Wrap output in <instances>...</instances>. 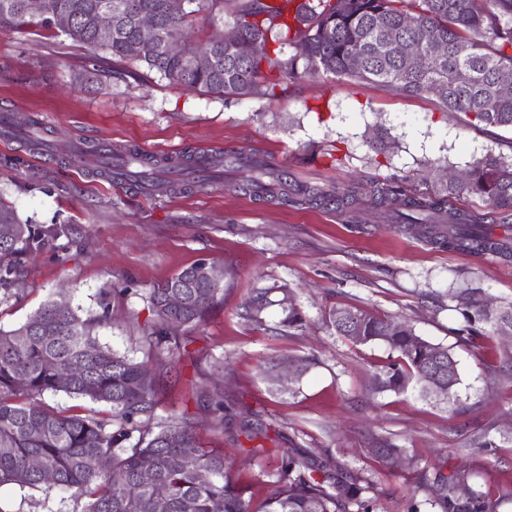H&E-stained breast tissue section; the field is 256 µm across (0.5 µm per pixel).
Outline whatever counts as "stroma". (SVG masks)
Masks as SVG:
<instances>
[{
	"mask_svg": "<svg viewBox=\"0 0 512 512\" xmlns=\"http://www.w3.org/2000/svg\"><path fill=\"white\" fill-rule=\"evenodd\" d=\"M284 94L234 97L185 90L133 59H113L57 31L29 26L0 33V203L20 220L65 225L70 235L26 258L19 298L0 302V328L23 323L48 297L61 296L83 317L100 312L99 294L124 290L96 329L101 344L142 359L145 297L155 283L197 260L223 271L224 297L173 362L159 367L156 421H188L210 447L223 449L233 478L255 501L270 491L269 468L294 448L327 453L374 483L376 512H420L436 475L464 474L512 512V342L465 340L454 294L474 289L493 304L512 302V256L435 248L406 224L372 206L370 188L395 177L408 192L432 193L473 154L505 151L512 132L447 117L435 97L332 74L285 78ZM45 143L33 151L21 134ZM382 140L381 150L370 144ZM150 154L174 149L212 154L235 149L285 167L292 184L333 191L355 182L356 203H304L242 191L246 169L184 192L144 193L98 177L91 147ZM86 148L83 168L64 156ZM284 285L304 316L283 327L278 307L262 326L242 319L253 289ZM353 306L406 322L448 347L461 381L450 398L417 389L378 392L372 377L388 361L376 345L336 335L328 312ZM291 357L317 363L291 381L275 366ZM224 393V415L263 423L265 460L246 454L247 439L214 432L197 409L199 387ZM492 447H482V439ZM403 449L401 463L375 456ZM68 492L0 487V512H72Z\"/></svg>",
	"mask_w": 512,
	"mask_h": 512,
	"instance_id": "obj_1",
	"label": "stroma"
}]
</instances>
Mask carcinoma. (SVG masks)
Here are the masks:
<instances>
[{"label": "carcinoma", "mask_w": 512, "mask_h": 512, "mask_svg": "<svg viewBox=\"0 0 512 512\" xmlns=\"http://www.w3.org/2000/svg\"><path fill=\"white\" fill-rule=\"evenodd\" d=\"M39 13L26 9L25 0H0V33L19 31L33 22L57 30L73 41L99 47L119 59L145 63L172 85L237 97L275 95L279 72L290 77L323 71L370 81L401 93L436 97L443 112L462 114L474 126L512 129V95L498 87L500 75L512 76V0H238L222 24L201 47L209 63L191 67L168 55L162 37L181 36L191 16L209 11L213 20L224 17L226 0H186L187 8L170 11L168 0H42ZM112 12V37L99 38V14ZM152 15L160 37L140 38L136 17ZM260 41L276 48L259 56L249 46ZM443 43L447 54L428 60L421 69L407 63L415 51L426 52ZM292 48L290 55L284 47ZM360 66L348 67L350 57ZM132 182L155 188L199 186L188 176L197 171L195 154L171 161L142 154ZM245 191L260 190L275 196L293 191L310 201L342 204L356 196L348 185L332 194L316 187H291L288 172L268 163L242 184ZM480 196L506 224L512 219V153L472 156L465 178L450 181L434 195L410 196L396 179L377 182L373 196L410 224L420 225L427 242L474 255L512 254V238H494L481 218L453 207L463 192ZM0 290L8 300L18 296L24 259L49 242L66 235L52 225L23 223L15 211L0 204ZM193 264L152 286L147 303L153 319L144 328L146 359L174 360L191 342L168 328L175 318L189 332L205 322L224 295V286L206 279L194 282ZM280 291L282 297L269 295ZM178 292L184 305L172 309L167 296ZM463 309L465 324L458 335L512 334V303L490 306L476 293L454 296ZM102 313L93 319L80 316L69 304L44 301L24 323L0 328V486L70 493L74 512H375L368 493L373 483L326 456L281 457L272 476V490L255 503L248 487L225 470L224 451L204 448L187 424L148 425L154 417L157 381L143 362L101 344L95 328L108 316L107 296ZM277 305L281 323L298 329L303 316L290 289L257 288L243 304L241 316L263 325L265 309ZM328 320L337 335L357 345L385 346L392 361L373 376L377 391L404 392L409 387L428 395L437 381L451 396L460 383L458 361L451 350L420 337L402 322L359 308H334ZM74 372L63 384L58 374ZM65 392L112 407V418L64 415L46 408L41 397ZM203 407L214 428L225 430L224 396L214 390ZM145 471L154 483L141 481ZM166 488V499L155 495V485ZM464 478H436L431 505L438 512H495L484 493L458 492Z\"/></svg>", "instance_id": "1"}]
</instances>
